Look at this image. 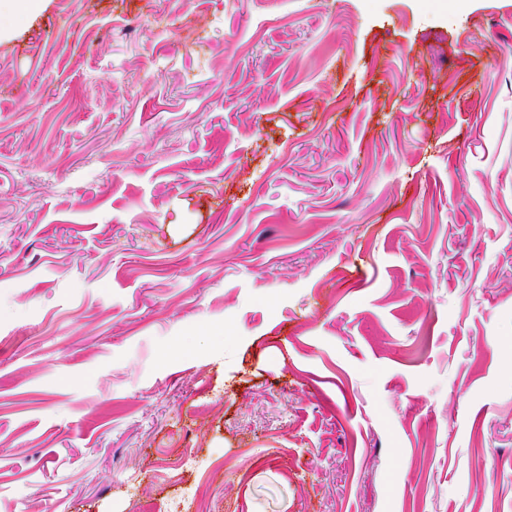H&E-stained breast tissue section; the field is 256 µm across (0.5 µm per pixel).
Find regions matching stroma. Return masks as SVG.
I'll return each mask as SVG.
<instances>
[{
  "label": "stroma",
  "instance_id": "obj_1",
  "mask_svg": "<svg viewBox=\"0 0 512 512\" xmlns=\"http://www.w3.org/2000/svg\"><path fill=\"white\" fill-rule=\"evenodd\" d=\"M0 512H512V0L1 19Z\"/></svg>",
  "mask_w": 512,
  "mask_h": 512
}]
</instances>
